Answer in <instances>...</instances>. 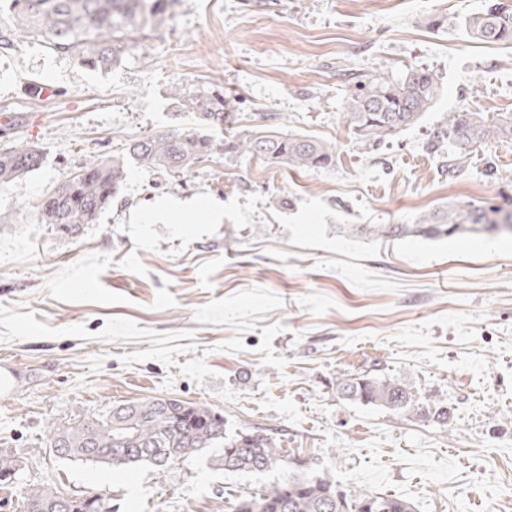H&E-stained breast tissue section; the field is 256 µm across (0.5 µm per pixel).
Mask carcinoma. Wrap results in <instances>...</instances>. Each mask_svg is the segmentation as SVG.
<instances>
[{
	"mask_svg": "<svg viewBox=\"0 0 512 512\" xmlns=\"http://www.w3.org/2000/svg\"><path fill=\"white\" fill-rule=\"evenodd\" d=\"M176 0H10L13 28L0 36L7 49L23 37L37 36L56 54L78 60L92 69H105L129 51H146L150 35L167 26V9ZM466 35L485 43L512 44V10L492 0L462 23ZM345 101L348 125L360 140L376 145L397 129L415 123L438 95L435 74L410 67L391 76L349 74ZM171 97L207 134L171 130L131 140L126 158H91L78 172L65 177L36 206L41 224H52L64 235H73L93 224L112 204L125 178V160L165 172L184 173L213 155L251 158L296 171L328 169L335 164L336 147L302 135H286L268 125L241 130L224 126L228 102L224 94L202 89L187 93L174 86ZM434 146L448 144V168L462 170L468 156L480 145L512 141V114L487 120L477 112H450L435 133ZM41 163L40 150L27 142H14L0 150V187H5ZM512 220V195L453 202L421 215L414 224H344L351 236L375 239L417 237L450 238L482 234L489 225ZM336 390L353 402L382 406L401 412L417 402L411 388L388 375L341 377ZM248 433L226 436L224 419L203 404H182L177 399L151 397L136 402L129 418L112 414L57 426L47 446L63 444L61 457L101 465H151L165 469L207 448L219 449L217 465L229 472L264 473L285 463L281 445L273 435ZM123 448L136 456L128 461ZM236 454L228 456V450ZM19 457L0 452V485L13 483ZM338 494L335 512H412L408 501L393 496L339 494L337 485L322 477H293L267 488L259 496L246 495L234 504L235 512H325L323 486ZM64 492L48 484L26 488V512H61L56 501ZM67 512H112L110 499L100 495L96 504L68 507Z\"/></svg>",
	"mask_w": 512,
	"mask_h": 512,
	"instance_id": "obj_1",
	"label": "carcinoma"
}]
</instances>
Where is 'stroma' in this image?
I'll use <instances>...</instances> for the list:
<instances>
[{
    "instance_id": "stroma-1",
    "label": "stroma",
    "mask_w": 512,
    "mask_h": 512,
    "mask_svg": "<svg viewBox=\"0 0 512 512\" xmlns=\"http://www.w3.org/2000/svg\"><path fill=\"white\" fill-rule=\"evenodd\" d=\"M486 2L176 0L148 50L108 69L34 38L0 49V146L42 152L0 188V376L14 380L0 392V450L24 457L0 512H25L34 483L105 494L112 512H226L294 476L413 512H512V237L340 230L512 193L511 141L478 147L455 174L433 145L447 113H512V45L460 27ZM409 66L437 75L433 107L383 144L357 139L344 72ZM175 85L223 90L239 126L335 143L336 164L217 155L177 176L131 163L96 223L69 237L37 223L38 200L89 157L194 131ZM200 199L221 216L196 211ZM170 200L180 223L158 212ZM376 372L408 384L416 405L395 413L336 390L338 376ZM147 397L207 405L230 436L273 434L287 464L227 472L211 448L162 470L112 468L49 452L51 427ZM431 403L449 408L448 427Z\"/></svg>"
}]
</instances>
